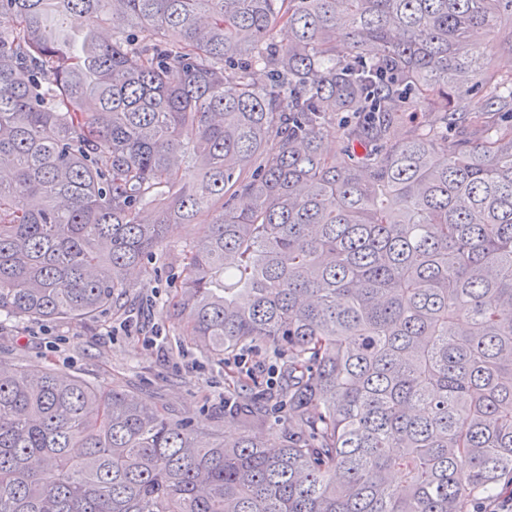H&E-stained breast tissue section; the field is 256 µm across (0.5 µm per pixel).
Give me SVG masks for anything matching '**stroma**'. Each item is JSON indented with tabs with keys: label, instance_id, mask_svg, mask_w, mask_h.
<instances>
[{
	"label": "stroma",
	"instance_id": "stroma-1",
	"mask_svg": "<svg viewBox=\"0 0 512 512\" xmlns=\"http://www.w3.org/2000/svg\"><path fill=\"white\" fill-rule=\"evenodd\" d=\"M202 232L198 224L170 225L166 245L155 258L158 279L149 287L129 289L123 310L107 308L77 322L0 323V359L33 372L51 367L93 385L117 387L170 417L188 415L217 432L239 434L237 421L224 416L229 383L249 372L260 389H272L280 370L272 355L251 351L242 366L233 357L213 361L167 317L183 251Z\"/></svg>",
	"mask_w": 512,
	"mask_h": 512
}]
</instances>
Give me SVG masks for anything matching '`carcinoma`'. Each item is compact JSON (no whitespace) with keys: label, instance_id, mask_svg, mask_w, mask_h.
<instances>
[{"label":"carcinoma","instance_id":"obj_1","mask_svg":"<svg viewBox=\"0 0 512 512\" xmlns=\"http://www.w3.org/2000/svg\"><path fill=\"white\" fill-rule=\"evenodd\" d=\"M499 49L512 0H0L14 171L0 313L90 318L132 270L151 283L168 225L200 224L168 314L212 359L272 353L287 401L271 451L277 394L246 378L228 440L0 361V512H473L498 496L512 480ZM422 110L430 123L397 138ZM463 120L478 139H448Z\"/></svg>","mask_w":512,"mask_h":512}]
</instances>
